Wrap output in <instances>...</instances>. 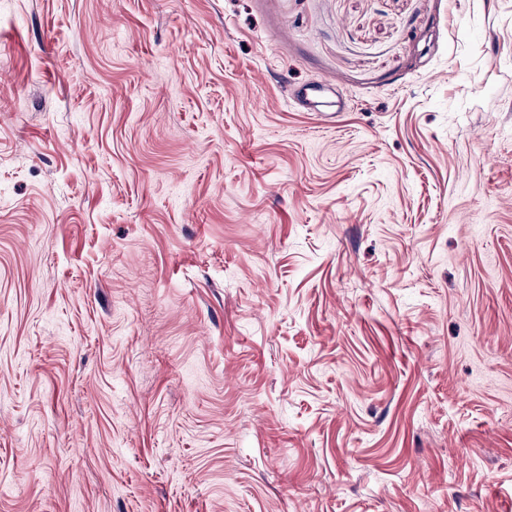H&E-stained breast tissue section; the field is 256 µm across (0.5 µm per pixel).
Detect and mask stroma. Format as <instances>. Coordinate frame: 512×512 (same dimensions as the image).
<instances>
[{
  "instance_id": "35a3bbf8",
  "label": "stroma",
  "mask_w": 512,
  "mask_h": 512,
  "mask_svg": "<svg viewBox=\"0 0 512 512\" xmlns=\"http://www.w3.org/2000/svg\"><path fill=\"white\" fill-rule=\"evenodd\" d=\"M0 512H512V0H0Z\"/></svg>"
}]
</instances>
